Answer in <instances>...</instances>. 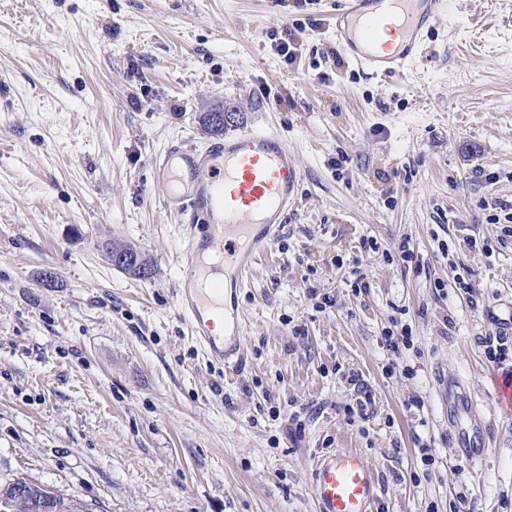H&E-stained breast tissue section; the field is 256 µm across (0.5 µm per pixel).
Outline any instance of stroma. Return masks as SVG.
Masks as SVG:
<instances>
[{"instance_id":"1","label":"stroma","mask_w":512,"mask_h":512,"mask_svg":"<svg viewBox=\"0 0 512 512\" xmlns=\"http://www.w3.org/2000/svg\"><path fill=\"white\" fill-rule=\"evenodd\" d=\"M328 8L0 0V476L93 512H317L315 460L351 448L379 480L372 512H455L462 494L512 512V415L481 344L512 303V0H451L393 78L345 57ZM222 107L227 134L275 126L303 172L238 294L239 372L180 315L182 227L151 169L170 140L210 141L200 118ZM112 240L153 276L114 268ZM395 323L411 349L383 346ZM352 374L363 418L344 411ZM452 378L483 429L475 461L451 440ZM348 380L350 381V384L354 385L359 396L356 398V407H354V404H350L344 408V411H346L350 416H353L356 413L359 417H364L367 415L366 411L368 406H372L374 402L373 394L370 389L360 381L358 375L352 374L349 376Z\"/></svg>"}]
</instances>
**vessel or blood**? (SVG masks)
Instances as JSON below:
<instances>
[{
	"label": "vessel or blood",
	"mask_w": 512,
	"mask_h": 512,
	"mask_svg": "<svg viewBox=\"0 0 512 512\" xmlns=\"http://www.w3.org/2000/svg\"><path fill=\"white\" fill-rule=\"evenodd\" d=\"M448 9V0H333L327 18L337 47L359 70L392 77L421 58L426 36ZM152 166L169 211L189 218L187 272L176 289L180 314L207 361L238 369L243 324L236 296L298 197L297 156L279 133L251 130L201 147L170 140ZM312 482L318 512H371L378 495L374 472L350 449L321 459Z\"/></svg>",
	"instance_id": "vessel-or-blood-1"
}]
</instances>
